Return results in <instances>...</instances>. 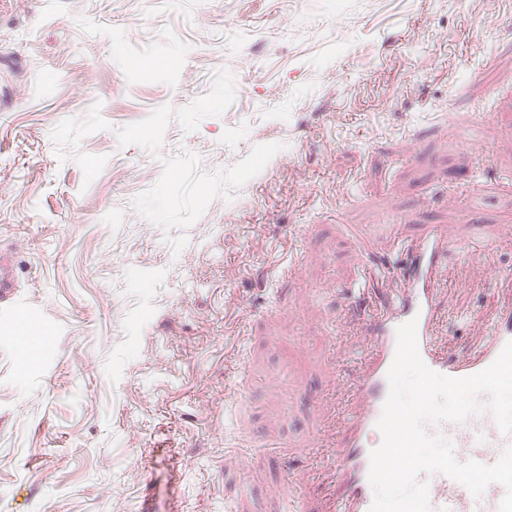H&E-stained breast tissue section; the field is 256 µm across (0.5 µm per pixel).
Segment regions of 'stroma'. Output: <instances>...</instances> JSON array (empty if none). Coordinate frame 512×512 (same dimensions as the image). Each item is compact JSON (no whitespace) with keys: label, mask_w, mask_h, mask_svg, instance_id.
Masks as SVG:
<instances>
[{"label":"stroma","mask_w":512,"mask_h":512,"mask_svg":"<svg viewBox=\"0 0 512 512\" xmlns=\"http://www.w3.org/2000/svg\"><path fill=\"white\" fill-rule=\"evenodd\" d=\"M484 2L0 0V512H282L287 479L318 512L366 348L352 229L445 226L443 302L485 318L512 276V0ZM15 294V278L11 263L0 258V304L8 306L12 303Z\"/></svg>","instance_id":"obj_1"}]
</instances>
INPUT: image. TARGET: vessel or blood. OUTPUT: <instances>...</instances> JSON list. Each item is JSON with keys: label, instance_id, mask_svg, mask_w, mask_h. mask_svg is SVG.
<instances>
[{"label": "vessel or blood", "instance_id": "b4317fda", "mask_svg": "<svg viewBox=\"0 0 512 512\" xmlns=\"http://www.w3.org/2000/svg\"><path fill=\"white\" fill-rule=\"evenodd\" d=\"M448 245L441 226L421 236L413 245L400 250L391 276L400 283L397 294H390L386 279L374 266H366L356 304L360 321L371 344V353L351 384L354 408L345 413L346 431L329 464L340 483V512H370L373 489L368 480L370 435L377 422L389 386L387 372L396 350V330L416 320L417 346L424 363L445 376L462 378L486 369L512 341V278L498 280L500 302L492 311L487 339L475 355L458 357L440 337L438 315L444 274L440 258ZM15 278L10 262L0 258V304L12 303ZM437 430L452 441L459 461L475 460L495 464L505 448L512 446V433H502L491 414L483 413L465 423L444 422ZM432 512H498L505 493L501 484L487 486L481 498L455 480L442 475L428 476Z\"/></svg>", "mask_w": 512, "mask_h": 512}]
</instances>
